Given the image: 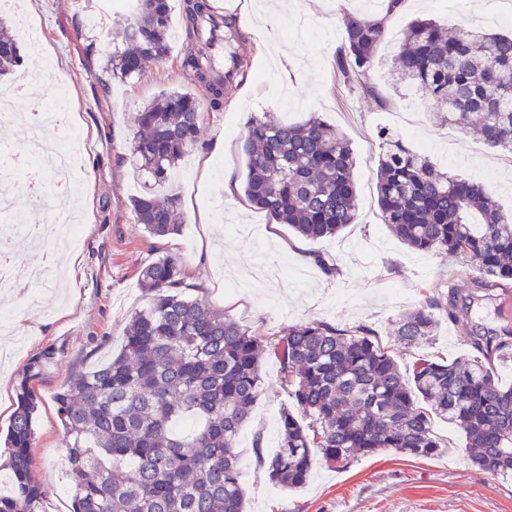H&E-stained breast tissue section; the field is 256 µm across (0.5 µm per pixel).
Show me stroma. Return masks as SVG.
<instances>
[{"instance_id":"35a3bbf8","label":"stroma","mask_w":512,"mask_h":512,"mask_svg":"<svg viewBox=\"0 0 512 512\" xmlns=\"http://www.w3.org/2000/svg\"><path fill=\"white\" fill-rule=\"evenodd\" d=\"M363 8V0H233L241 31L234 49L246 61V75L225 89L224 109L215 112L178 67L185 47L182 0H172L169 57L147 62L140 76L113 81L106 94L100 81L112 54L113 23L127 12L121 0L109 7L102 0H28L39 39L28 47L24 68L43 78L21 90L12 80L0 87L27 109L65 82L80 131V175L67 193L48 194L36 209L19 202L30 217L52 209L71 213L79 239L49 244L57 277L12 296L14 332L0 335V434L7 432L22 379L41 399L32 450V478L46 491L41 512H69L71 501L68 450L52 397L71 377L120 352L129 320L146 304L140 271L159 256L179 258L181 293L225 312L261 340L312 321L346 330L364 326L389 343L404 371L421 358L468 353V334L512 329V314L504 312L499 295L473 290L470 263L407 248L385 226L376 195V132L385 128L451 173L480 179L512 211V155L487 146L475 129L448 126L420 96L399 91L391 75L411 21L432 18L457 32L476 26L508 32L512 0H406L402 13L386 19L387 37L365 78L380 95L376 101L345 85L335 66L344 41L341 17ZM95 15L100 22L93 26ZM172 87L202 101L203 137L161 187L177 197L182 228L157 239L131 211L144 180L129 142L136 113ZM265 112L292 124L318 118L344 132L356 159L357 223L334 237L301 239L244 202V123ZM318 255L332 260L337 273L325 274L314 262ZM451 292L466 305L463 325L439 310L432 341L393 342L404 311ZM278 370L275 361L263 362L265 392L239 436L248 512H512V476L476 468L463 434L440 420L433 429L443 446L434 456L413 459L381 450L344 468L318 460L303 488L273 484L256 454L277 449L279 412L288 402Z\"/></svg>"}]
</instances>
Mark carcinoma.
I'll return each mask as SVG.
<instances>
[{"label":"carcinoma","instance_id":"carcinoma-1","mask_svg":"<svg viewBox=\"0 0 512 512\" xmlns=\"http://www.w3.org/2000/svg\"><path fill=\"white\" fill-rule=\"evenodd\" d=\"M209 0H183L187 39L181 69L224 109V86L244 75L215 67L203 25ZM171 0H137L134 14L114 22L107 72L129 79L148 60L170 52ZM336 52L347 81L368 73L385 40L384 21L346 13ZM23 49L0 19V75L20 67ZM396 80L425 97L443 121L475 126L491 148L512 153V33L470 29L447 35L432 19L408 27L395 58ZM130 151L139 171L163 182L200 142L197 97L164 90L135 117ZM377 200L384 223L408 247L470 262L472 287L491 291L512 282V212L482 183L461 180L429 157L381 132ZM243 194L250 206L306 239L332 237L357 221L353 150L321 120L288 125L253 116L243 143ZM136 223L151 237L179 232L177 198L152 189L131 200ZM179 261L161 256L141 272L146 306L130 319L120 353L70 378L54 396L68 448L70 512H245L236 448L264 393L262 364L279 365L283 407L276 453L257 460L285 489L309 477L312 449L327 463L394 449L427 458L441 448L434 419L465 435L470 460L494 477L512 476V387L487 363L512 360L498 334L470 339L474 356L422 358L402 372L388 347L365 327L325 322L294 326L264 345L248 329L205 302L174 292ZM459 322L455 299L436 298L405 312L393 341L427 342L433 311ZM39 398L25 379L8 428L5 466L11 478L0 512H40L45 490L31 477ZM180 422L191 428L178 431Z\"/></svg>","mask_w":512,"mask_h":512}]
</instances>
